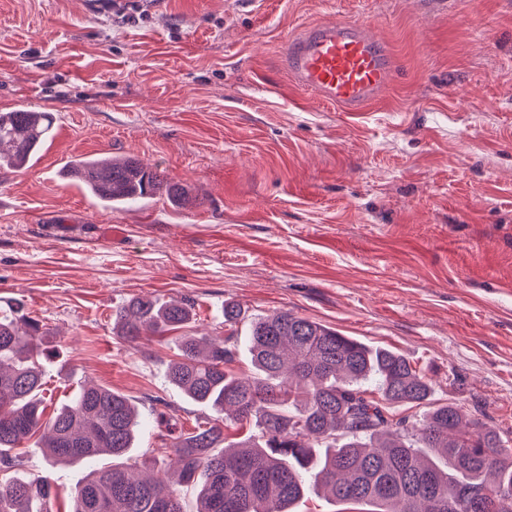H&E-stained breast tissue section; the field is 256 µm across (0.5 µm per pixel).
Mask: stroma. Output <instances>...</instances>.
I'll use <instances>...</instances> for the list:
<instances>
[{"mask_svg":"<svg viewBox=\"0 0 512 512\" xmlns=\"http://www.w3.org/2000/svg\"><path fill=\"white\" fill-rule=\"evenodd\" d=\"M0 0V107L53 113L33 162L0 170V306L43 321L47 413L88 381L191 425L168 384L172 336L130 346L113 307L191 299L180 333L222 341L224 305L289 311L396 351L431 381L418 419L456 404L512 438V0ZM361 20L398 54L396 85L358 118L291 84L281 45ZM131 156L195 197L118 208L62 175ZM48 466L54 512L95 468Z\"/></svg>","mask_w":512,"mask_h":512,"instance_id":"35a3bbf8","label":"stroma"}]
</instances>
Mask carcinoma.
Instances as JSON below:
<instances>
[{
	"instance_id": "cac0c4a2",
	"label": "carcinoma",
	"mask_w": 512,
	"mask_h": 512,
	"mask_svg": "<svg viewBox=\"0 0 512 512\" xmlns=\"http://www.w3.org/2000/svg\"><path fill=\"white\" fill-rule=\"evenodd\" d=\"M52 116L32 109L0 112V170L24 168L51 130ZM69 174L98 203L112 207L155 196L186 204L189 196L161 171L132 157L92 156ZM195 315L189 300L131 299L112 312L132 346L163 336ZM45 325L15 308L0 311V512H51L44 476H20L10 454L32 438L59 464L103 453L112 464L92 470L71 493L70 512H186L164 480L134 475L127 457L142 414L125 395L87 384L44 418ZM254 373L232 369L237 337L216 344L182 336L169 384L210 407L187 432L164 412L161 447L175 462L176 484L198 490L196 512H290L310 491L373 512H512V448L501 434L453 404L422 418L390 409L430 400L429 379L403 355L370 347L290 311L248 323ZM251 427L226 441L227 418Z\"/></svg>"
}]
</instances>
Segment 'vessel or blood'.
<instances>
[{
  "label": "vessel or blood",
  "instance_id": "obj_1",
  "mask_svg": "<svg viewBox=\"0 0 512 512\" xmlns=\"http://www.w3.org/2000/svg\"><path fill=\"white\" fill-rule=\"evenodd\" d=\"M283 50L299 89L350 118L380 102L395 82L391 52L359 20L317 23L288 37Z\"/></svg>",
  "mask_w": 512,
  "mask_h": 512
}]
</instances>
